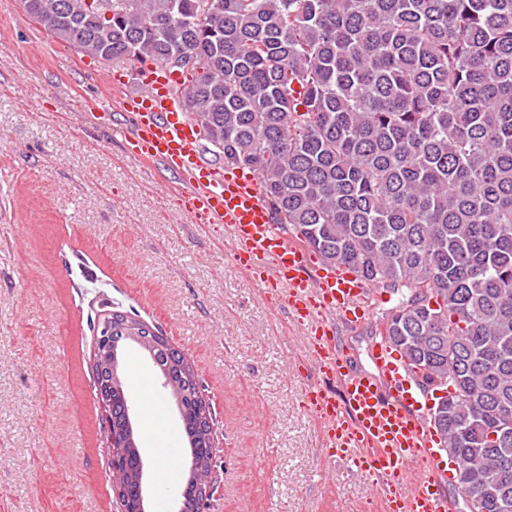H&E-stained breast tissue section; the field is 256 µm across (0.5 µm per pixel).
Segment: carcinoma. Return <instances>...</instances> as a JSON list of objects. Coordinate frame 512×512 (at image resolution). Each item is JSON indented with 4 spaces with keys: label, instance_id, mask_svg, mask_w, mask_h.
Listing matches in <instances>:
<instances>
[{
    "label": "carcinoma",
    "instance_id": "obj_1",
    "mask_svg": "<svg viewBox=\"0 0 512 512\" xmlns=\"http://www.w3.org/2000/svg\"><path fill=\"white\" fill-rule=\"evenodd\" d=\"M24 0L101 60L205 61L186 111L276 221L397 297L462 498L512 512V0Z\"/></svg>",
    "mask_w": 512,
    "mask_h": 512
}]
</instances>
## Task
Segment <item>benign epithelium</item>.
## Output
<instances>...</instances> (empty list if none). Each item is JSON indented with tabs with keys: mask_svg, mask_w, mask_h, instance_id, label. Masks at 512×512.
I'll list each match as a JSON object with an SVG mask.
<instances>
[{
	"mask_svg": "<svg viewBox=\"0 0 512 512\" xmlns=\"http://www.w3.org/2000/svg\"><path fill=\"white\" fill-rule=\"evenodd\" d=\"M95 352L93 374L97 402L103 412L106 428V447L109 449L112 491L115 512H149V496L145 485V467H140L133 480L125 479L129 468L125 456L118 451L115 435L112 434V389L121 388L117 361L123 348L136 346L144 352L159 369L162 384L170 390L176 409H181L183 395L181 385L171 381L169 369L160 364L162 356L178 351V348L158 330L147 327L137 316L124 313L123 335H112V312L105 311L93 322ZM208 452L190 457V465L184 488L176 502L175 512H204L207 502L221 485L220 473L224 472L223 434L219 425L210 423L203 428Z\"/></svg>",
	"mask_w": 512,
	"mask_h": 512,
	"instance_id": "1",
	"label": "benign epithelium"
}]
</instances>
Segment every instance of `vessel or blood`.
Returning a JSON list of instances; mask_svg holds the SVG:
<instances>
[{
  "instance_id": "obj_1",
  "label": "vessel or blood",
  "mask_w": 512,
  "mask_h": 512,
  "mask_svg": "<svg viewBox=\"0 0 512 512\" xmlns=\"http://www.w3.org/2000/svg\"><path fill=\"white\" fill-rule=\"evenodd\" d=\"M182 78L161 65L137 72V91L110 77L115 105L131 129L125 149L144 165L162 166L179 179L190 212L230 235L237 267L264 290H275L305 336L303 360L317 368L337 391L306 389L319 429L330 449L326 464L342 462L377 485L383 512H455V500L441 491L455 467L434 431L435 400L424 391L407 362L385 336L374 337L375 370L350 367L340 330L365 321L377 294L356 272L314 263L310 251L274 219L259 178L240 174L210 157L207 140L181 100ZM109 99L98 103L109 111ZM419 474H411L410 464Z\"/></svg>"
}]
</instances>
